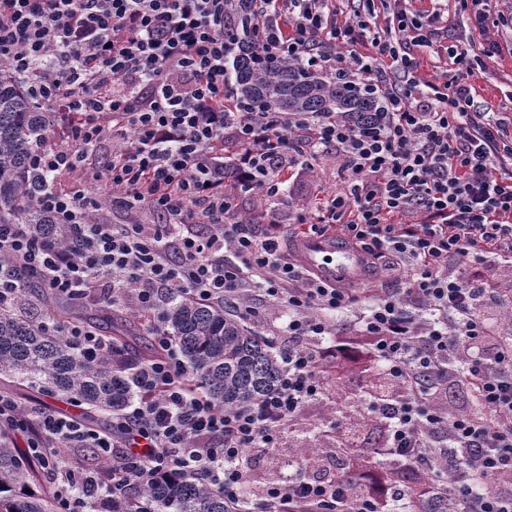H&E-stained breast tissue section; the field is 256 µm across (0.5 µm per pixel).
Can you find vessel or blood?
Returning a JSON list of instances; mask_svg holds the SVG:
<instances>
[{"instance_id":"1","label":"vessel or blood","mask_w":512,"mask_h":512,"mask_svg":"<svg viewBox=\"0 0 512 512\" xmlns=\"http://www.w3.org/2000/svg\"><path fill=\"white\" fill-rule=\"evenodd\" d=\"M290 259L329 286L363 285L368 277L365 254L329 230L295 237L289 244Z\"/></svg>"}]
</instances>
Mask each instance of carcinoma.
I'll return each mask as SVG.
<instances>
[{
    "label": "carcinoma",
    "mask_w": 512,
    "mask_h": 512,
    "mask_svg": "<svg viewBox=\"0 0 512 512\" xmlns=\"http://www.w3.org/2000/svg\"><path fill=\"white\" fill-rule=\"evenodd\" d=\"M257 27L248 0L230 10L227 34L241 43L232 63L234 102L246 111L318 112L327 118L357 122L365 112L384 111L377 92L346 76L330 77L286 59L256 63L253 45ZM53 114L35 105L8 64L0 61V224H28L52 232L68 243L66 225L54 224L36 212L32 194L39 178L29 167L34 150L53 132ZM18 272L12 303L0 307V377L38 386L88 406L86 419L103 412H122L134 399L127 358H83L58 330L45 322L68 319L101 339H126L112 332V305L55 295L41 279L0 253V267ZM156 319L178 345L193 387L214 405L228 411L252 403L276 389L283 364L273 341L252 331L240 315L220 304L202 303L179 291L159 303ZM37 466L13 439L0 434V512H55L54 495L38 486ZM101 512H232L224 492L203 475L167 476L132 494H118L98 504Z\"/></svg>",
    "instance_id": "1"
}]
</instances>
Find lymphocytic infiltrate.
Returning a JSON list of instances; mask_svg holds the SVG:
<instances>
[{"mask_svg": "<svg viewBox=\"0 0 512 512\" xmlns=\"http://www.w3.org/2000/svg\"><path fill=\"white\" fill-rule=\"evenodd\" d=\"M329 0H250L260 28L258 54L288 58L380 91L386 109L361 122L232 106L230 61L240 51L225 33L229 0H0V60L39 107L55 114V141L30 158L42 178L38 211L72 227L60 248L50 231L29 235L0 224V249L47 288L154 311L161 292L179 289L230 304L257 288L286 306L288 347L278 387L227 413L192 391L169 334L153 331L157 358L131 371L136 399L108 434L45 410L20 411L0 394V432L28 433L27 453L50 471L61 512H84L99 477L74 467L66 448L117 457L110 488L121 493L187 472H202L239 503L245 451L275 445L324 389L327 316L358 310L375 353L406 396L373 398L387 424L380 456L427 473L431 499L448 512H512V289L493 287L486 269L512 263V113L475 101L471 83L420 76L415 51L448 36L442 0L416 12L387 0L393 23L372 27L370 0L345 20ZM471 12L482 53L502 55L491 29L512 28L488 0H458ZM113 146L102 175L111 204L150 224H94L99 202L80 184L86 162ZM239 150L224 160V137ZM335 151L343 188L293 217L302 231L351 238L375 262L392 256L405 274L397 288H335L289 262L277 209L264 231L239 216L237 194L274 199L293 167ZM469 267L460 275L452 262ZM498 306L487 322L482 309ZM463 406L448 410L449 391ZM264 512H378L374 495L354 499L343 480L298 479L264 492Z\"/></svg>", "mask_w": 512, "mask_h": 512, "instance_id": "1", "label": "lymphocytic infiltrate"}]
</instances>
